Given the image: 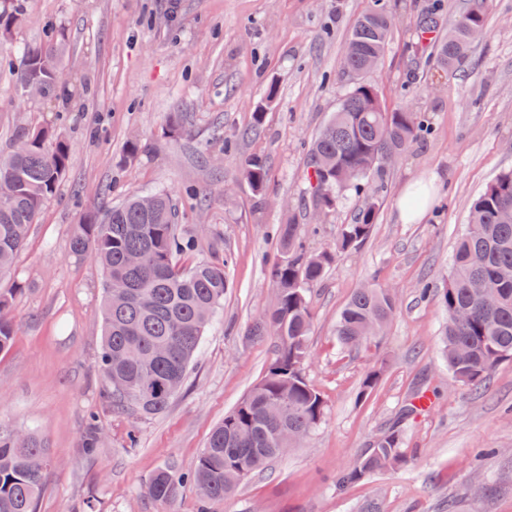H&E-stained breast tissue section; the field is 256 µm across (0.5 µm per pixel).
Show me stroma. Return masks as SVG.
<instances>
[{
	"mask_svg": "<svg viewBox=\"0 0 512 512\" xmlns=\"http://www.w3.org/2000/svg\"><path fill=\"white\" fill-rule=\"evenodd\" d=\"M14 47H66L63 73L84 93L69 116L51 98L21 95L0 68V156L19 122L56 128L69 169L43 205L0 289L21 284L11 312L12 348L0 355V422L39 430L53 467L36 512H197L185 488L169 505L145 485L159 469L190 470L212 428L264 377L272 336L248 331L276 302V225L294 218L304 248L332 249L359 201L314 216L307 151L349 87L346 38L372 0H22ZM394 24L381 65L368 73L386 110L424 112L431 133L393 161L371 236L338 254L310 292L304 365L326 401L322 423L244 479L214 512H512V360L474 391L454 382L443 357L446 315L435 295L472 200L512 168V0H489L484 34L467 64L442 72L416 64L415 23L433 7L445 21L469 0H388ZM276 89L266 102L268 89ZM263 108L260 126L252 114ZM139 150L127 158L130 141ZM265 158L253 191L243 167ZM429 184L420 221L402 223L409 184ZM160 190L199 242L200 258L224 264V303L202 338L187 379L162 414L117 412L98 370L105 274L70 249L73 224L129 196ZM396 293L386 331L356 350L336 342V319L353 292ZM380 370L368 397L366 374ZM428 411L407 414L419 391ZM400 426L408 462L337 490V476L372 442ZM95 429L98 450L83 440Z\"/></svg>",
	"mask_w": 512,
	"mask_h": 512,
	"instance_id": "obj_1",
	"label": "stroma"
}]
</instances>
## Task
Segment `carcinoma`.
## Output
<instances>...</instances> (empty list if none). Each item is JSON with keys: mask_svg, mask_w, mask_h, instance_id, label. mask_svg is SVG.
Wrapping results in <instances>:
<instances>
[{"mask_svg": "<svg viewBox=\"0 0 512 512\" xmlns=\"http://www.w3.org/2000/svg\"><path fill=\"white\" fill-rule=\"evenodd\" d=\"M485 4L471 0L449 25L448 36L428 47L420 41L415 51L427 52L425 62L442 71L463 67L473 45L469 32L485 30ZM22 20L16 0H0L1 49L8 48ZM441 26L435 9L417 23L422 35ZM391 28L386 0H373L356 19L343 53L352 82L309 151L308 209L330 212L352 193L364 202L352 223L341 225L331 252H306L293 220L279 226L283 259L274 270L277 301L251 330L275 337V357L261 382L213 429L192 471L168 467L153 474L146 494L161 505L192 487L199 497L198 512H212L213 504L295 446L324 417V398L303 372L312 326L310 288L323 279L335 255L370 237L387 177L380 154L398 156L428 131L421 115L386 111L378 89L365 79L383 60ZM62 51L50 39L6 56L21 94L30 86L36 94L59 91L67 106L75 101V85L63 84ZM15 140L25 142L23 150L0 157V273L12 268L30 225L70 161L68 143L53 128L23 126ZM244 174L253 189L261 190L265 161L248 158ZM70 247L75 255L94 259L106 274L98 364L112 408L147 416L165 412L224 301V265L209 260L180 264L194 255L196 241L178 229L175 205L162 191L133 196L104 214L86 212L74 226ZM12 294L0 290V354L12 347L16 332ZM439 301L448 319V370L455 382L478 390L500 361L512 359V168L499 173L473 202ZM395 310L396 299L387 290L369 285L357 289L337 317V341L343 348L366 344ZM402 444L401 431L388 430L337 477L336 487L343 490L403 465ZM50 467L48 446L39 434L18 435L0 426V512H36Z\"/></svg>", "mask_w": 512, "mask_h": 512, "instance_id": "1", "label": "carcinoma"}]
</instances>
